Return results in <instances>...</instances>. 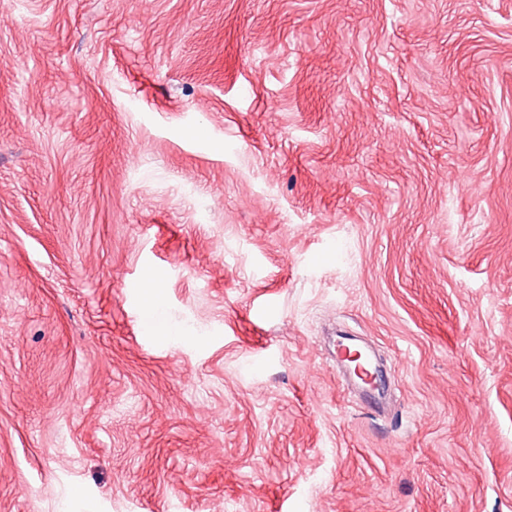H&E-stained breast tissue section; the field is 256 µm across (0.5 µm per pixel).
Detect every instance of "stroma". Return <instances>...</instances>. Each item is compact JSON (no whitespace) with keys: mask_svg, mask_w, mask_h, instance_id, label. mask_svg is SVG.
<instances>
[{"mask_svg":"<svg viewBox=\"0 0 512 512\" xmlns=\"http://www.w3.org/2000/svg\"><path fill=\"white\" fill-rule=\"evenodd\" d=\"M0 512H512V0H0Z\"/></svg>","mask_w":512,"mask_h":512,"instance_id":"obj_1","label":"stroma"}]
</instances>
